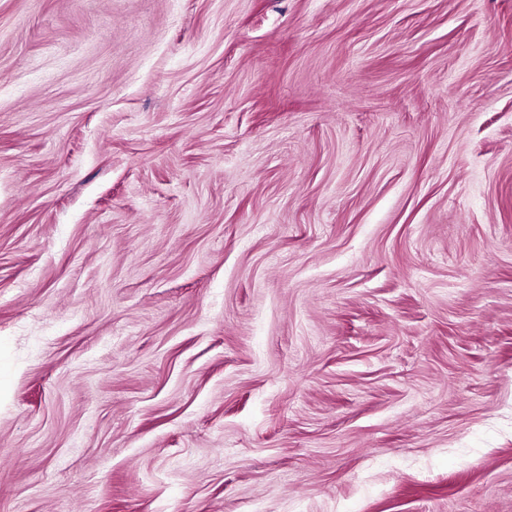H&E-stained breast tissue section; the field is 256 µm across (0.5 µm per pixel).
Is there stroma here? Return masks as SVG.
Here are the masks:
<instances>
[{
    "label": "stroma",
    "instance_id": "obj_1",
    "mask_svg": "<svg viewBox=\"0 0 512 512\" xmlns=\"http://www.w3.org/2000/svg\"><path fill=\"white\" fill-rule=\"evenodd\" d=\"M0 512H512V0H0Z\"/></svg>",
    "mask_w": 512,
    "mask_h": 512
}]
</instances>
